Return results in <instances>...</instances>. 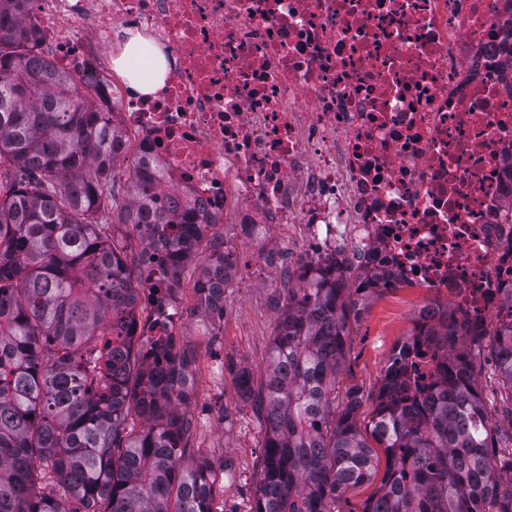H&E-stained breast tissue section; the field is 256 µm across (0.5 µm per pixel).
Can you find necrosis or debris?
<instances>
[{
    "mask_svg": "<svg viewBox=\"0 0 512 512\" xmlns=\"http://www.w3.org/2000/svg\"><path fill=\"white\" fill-rule=\"evenodd\" d=\"M512 0H30L35 50L111 113L119 162L233 216L258 262L443 294L459 334L512 329ZM169 59L153 96L115 70L120 33ZM165 342L177 311L144 256Z\"/></svg>",
    "mask_w": 512,
    "mask_h": 512,
    "instance_id": "1",
    "label": "necrosis or debris"
}]
</instances>
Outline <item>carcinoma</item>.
<instances>
[{
	"label": "carcinoma",
	"mask_w": 512,
	"mask_h": 512,
	"mask_svg": "<svg viewBox=\"0 0 512 512\" xmlns=\"http://www.w3.org/2000/svg\"><path fill=\"white\" fill-rule=\"evenodd\" d=\"M28 2L0 0V512H212L211 469L183 465L186 364L170 339L134 347L143 289L109 230L145 226L146 246L168 253L171 289L193 260L209 275L224 244L208 239L210 220L157 206L159 174L133 169L118 184L109 158L121 131L33 53ZM377 292L295 284L261 390L237 372L266 428L254 512H336L346 489L374 477L359 390L336 406L332 394L351 321ZM453 335L446 319L422 325L389 358L371 423L386 468L363 512H512V358L495 352L488 403ZM421 339L441 354L426 394L411 380ZM499 411L507 431L492 422ZM132 413L145 430L126 429Z\"/></svg>",
	"instance_id": "carcinoma-1"
}]
</instances>
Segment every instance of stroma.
I'll return each mask as SVG.
<instances>
[{
	"label": "stroma",
	"instance_id": "stroma-1",
	"mask_svg": "<svg viewBox=\"0 0 512 512\" xmlns=\"http://www.w3.org/2000/svg\"><path fill=\"white\" fill-rule=\"evenodd\" d=\"M279 261L268 272L244 268L224 293V311L197 306V265L184 271L172 299L180 310L173 351L194 378V393L184 410L195 424L183 461L208 463L216 476L214 512H251L263 476L265 423L252 401L240 398L235 377L249 368L262 381L278 319L287 305L288 279ZM426 297L414 288L376 293L351 325L345 360L336 381L337 396L350 388L361 395L359 424L368 428L378 407L389 355L413 335Z\"/></svg>",
	"mask_w": 512,
	"mask_h": 512
}]
</instances>
